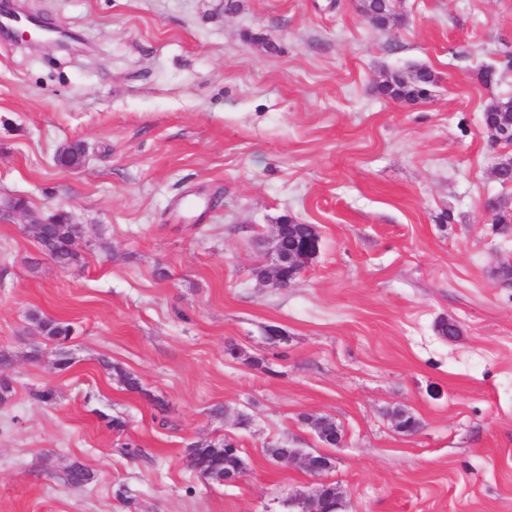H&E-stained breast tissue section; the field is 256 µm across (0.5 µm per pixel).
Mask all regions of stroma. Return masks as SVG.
I'll list each match as a JSON object with an SVG mask.
<instances>
[{
    "label": "stroma",
    "instance_id": "obj_1",
    "mask_svg": "<svg viewBox=\"0 0 512 512\" xmlns=\"http://www.w3.org/2000/svg\"><path fill=\"white\" fill-rule=\"evenodd\" d=\"M18 4L86 48L0 33V202L86 236L64 269L25 218L0 221V512H291L322 480L343 512H512V223L484 208L512 199L493 177L512 146L482 125L512 98V0H403L385 28L352 0ZM415 67L428 99L376 92ZM74 142L82 164L59 166ZM285 218L321 246L276 288L255 270ZM225 437L246 464L232 486L188 457ZM32 320L37 326L39 332L48 338L58 343L66 341L70 337L71 329L69 325L57 322L51 319H44L38 314L32 315ZM291 448H271V456L285 457ZM288 465L300 463L313 476L319 477L332 468V458L324 453H305L299 448H293L288 455Z\"/></svg>",
    "mask_w": 512,
    "mask_h": 512
}]
</instances>
